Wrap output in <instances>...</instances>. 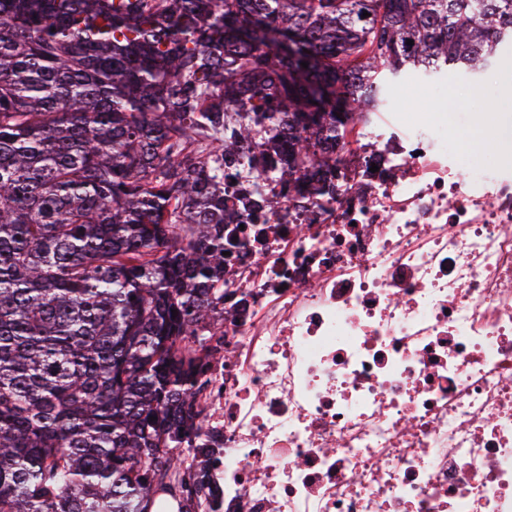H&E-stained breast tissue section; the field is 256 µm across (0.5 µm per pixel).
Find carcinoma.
Masks as SVG:
<instances>
[{
	"label": "carcinoma",
	"mask_w": 512,
	"mask_h": 512,
	"mask_svg": "<svg viewBox=\"0 0 512 512\" xmlns=\"http://www.w3.org/2000/svg\"><path fill=\"white\" fill-rule=\"evenodd\" d=\"M506 44L512 0H0V512H223L224 180L323 194L388 81Z\"/></svg>",
	"instance_id": "1"
}]
</instances>
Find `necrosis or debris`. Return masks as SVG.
Masks as SVG:
<instances>
[{"label": "necrosis or debris", "instance_id": "1", "mask_svg": "<svg viewBox=\"0 0 512 512\" xmlns=\"http://www.w3.org/2000/svg\"><path fill=\"white\" fill-rule=\"evenodd\" d=\"M370 113L335 198L225 184L224 512H512V157Z\"/></svg>", "mask_w": 512, "mask_h": 512}]
</instances>
